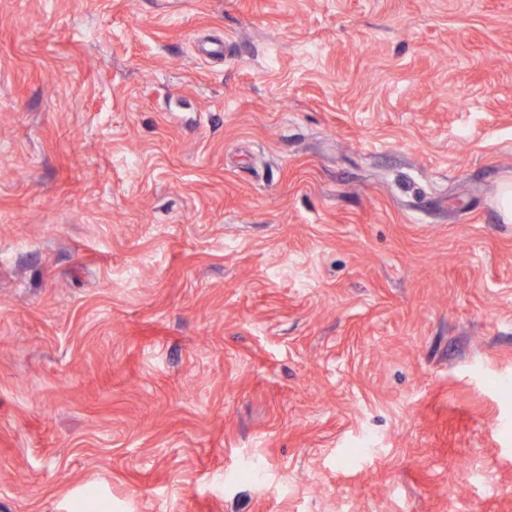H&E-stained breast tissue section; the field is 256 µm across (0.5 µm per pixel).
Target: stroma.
<instances>
[{"instance_id":"35a3bbf8","label":"stroma","mask_w":512,"mask_h":512,"mask_svg":"<svg viewBox=\"0 0 512 512\" xmlns=\"http://www.w3.org/2000/svg\"><path fill=\"white\" fill-rule=\"evenodd\" d=\"M507 180L512 0H0V512H512Z\"/></svg>"}]
</instances>
